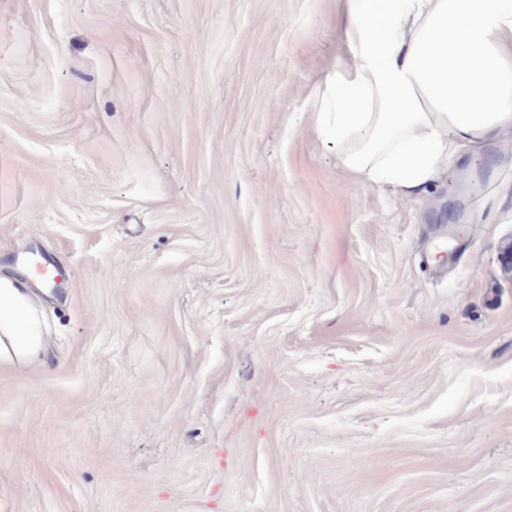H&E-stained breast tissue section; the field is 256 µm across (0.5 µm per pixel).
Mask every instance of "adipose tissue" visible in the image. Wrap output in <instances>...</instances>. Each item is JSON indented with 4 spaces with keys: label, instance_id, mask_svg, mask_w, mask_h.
Returning a JSON list of instances; mask_svg holds the SVG:
<instances>
[{
    "label": "adipose tissue",
    "instance_id": "obj_1",
    "mask_svg": "<svg viewBox=\"0 0 512 512\" xmlns=\"http://www.w3.org/2000/svg\"><path fill=\"white\" fill-rule=\"evenodd\" d=\"M349 63L326 75L313 129L357 183L418 196L466 155L512 136V0H340ZM43 325L0 278V351L29 358Z\"/></svg>",
    "mask_w": 512,
    "mask_h": 512
}]
</instances>
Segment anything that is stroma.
<instances>
[{"instance_id": "1", "label": "stroma", "mask_w": 512, "mask_h": 512, "mask_svg": "<svg viewBox=\"0 0 512 512\" xmlns=\"http://www.w3.org/2000/svg\"><path fill=\"white\" fill-rule=\"evenodd\" d=\"M336 0H0V512H512V146L350 183ZM9 278H0V350L14 356H37L43 325L30 294Z\"/></svg>"}]
</instances>
